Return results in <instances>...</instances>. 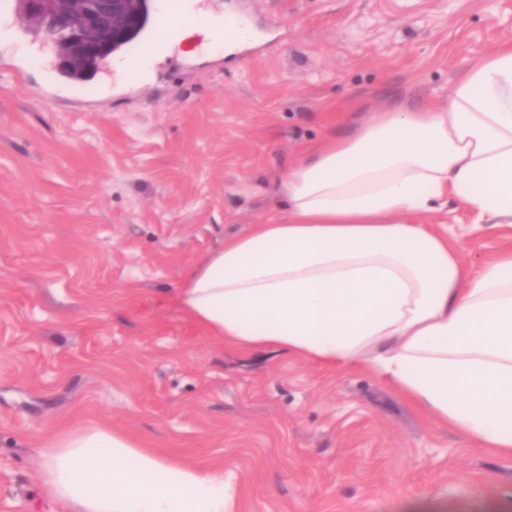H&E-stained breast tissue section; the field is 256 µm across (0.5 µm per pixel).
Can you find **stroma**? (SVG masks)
Returning <instances> with one entry per match:
<instances>
[{"mask_svg": "<svg viewBox=\"0 0 512 512\" xmlns=\"http://www.w3.org/2000/svg\"><path fill=\"white\" fill-rule=\"evenodd\" d=\"M250 6L267 55L231 63L197 34L146 80L100 72L79 95L50 85L41 37L0 17V512H67L38 454L74 423L223 466L236 512H512V457L366 369L216 340L176 301L193 263L281 214L309 146L447 104L512 40V0ZM443 208L470 274L512 246L511 226Z\"/></svg>", "mask_w": 512, "mask_h": 512, "instance_id": "1", "label": "stroma"}]
</instances>
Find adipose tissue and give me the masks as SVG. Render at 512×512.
<instances>
[{"mask_svg": "<svg viewBox=\"0 0 512 512\" xmlns=\"http://www.w3.org/2000/svg\"><path fill=\"white\" fill-rule=\"evenodd\" d=\"M287 214L225 239L179 291L185 316L243 349L363 367L440 424L512 456V250L469 279L427 224L448 196L512 224V42L448 103L375 113L289 169ZM69 512H232L220 468L187 465L106 425L41 449Z\"/></svg>", "mask_w": 512, "mask_h": 512, "instance_id": "1", "label": "adipose tissue"}]
</instances>
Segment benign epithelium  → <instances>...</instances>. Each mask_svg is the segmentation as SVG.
Returning <instances> with one entry per match:
<instances>
[{
	"instance_id": "benign-epithelium-1",
	"label": "benign epithelium",
	"mask_w": 512,
	"mask_h": 512,
	"mask_svg": "<svg viewBox=\"0 0 512 512\" xmlns=\"http://www.w3.org/2000/svg\"><path fill=\"white\" fill-rule=\"evenodd\" d=\"M148 13V0H27L23 21L57 57L97 68L112 55L113 33L142 28Z\"/></svg>"
}]
</instances>
